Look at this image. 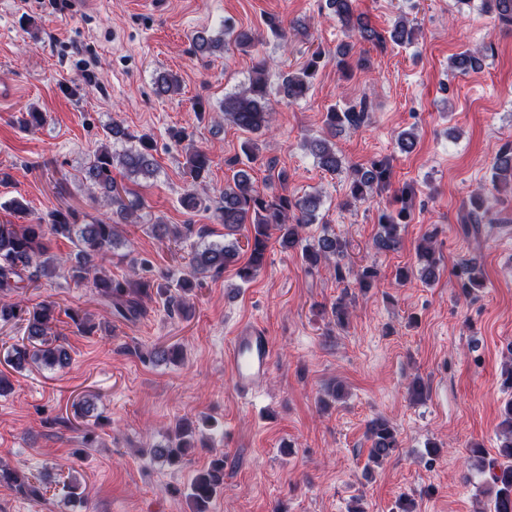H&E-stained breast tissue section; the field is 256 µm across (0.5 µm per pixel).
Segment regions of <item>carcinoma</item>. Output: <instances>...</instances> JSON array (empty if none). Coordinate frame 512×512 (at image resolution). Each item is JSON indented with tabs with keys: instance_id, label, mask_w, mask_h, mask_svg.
Returning a JSON list of instances; mask_svg holds the SVG:
<instances>
[{
	"instance_id": "cac0c4a2",
	"label": "carcinoma",
	"mask_w": 512,
	"mask_h": 512,
	"mask_svg": "<svg viewBox=\"0 0 512 512\" xmlns=\"http://www.w3.org/2000/svg\"><path fill=\"white\" fill-rule=\"evenodd\" d=\"M327 7L335 14L341 27L357 41L382 43L385 37L378 33L370 21L356 13V0H326ZM479 10L492 15L502 24L512 27V0H480ZM415 29L399 17L390 30V40L399 46L412 42ZM254 35L238 30L232 22L224 21V38L209 39L203 35L195 37L196 50L202 54L215 49L222 51L235 47L247 53L254 47ZM322 52L315 51L308 62L298 71L282 75L277 95L283 100L298 101L307 96L318 72ZM482 53L465 51L452 58V67L460 72L480 65ZM180 81L169 73L159 74L154 82V93L167 96L178 90ZM367 100L344 110L330 108L325 115V126L332 135L345 127L356 129L366 123L369 112ZM274 112L269 74L264 61L256 64L248 78V86L241 91L224 95L222 113L224 120L249 133H260L271 127ZM109 142L100 146L93 157L80 171V181L93 189L96 197L110 207V215L103 220L79 223L77 211L61 207L51 211L47 217L37 218L34 224H0V324L21 322L25 324L27 342L14 344L7 354L8 364L15 370L31 365H48L64 368L69 365L70 356L66 348L56 343L53 325L57 321V305L54 301L41 302L29 307L19 298L20 290L36 288L39 281L62 269L76 283L89 281L97 299L114 309L126 321H133L144 314L145 301L151 299L154 280L143 275L145 267L132 268L133 277L123 282L105 274L94 261L112 251L122 243L119 224L144 222L141 211L144 203L140 197L117 182L112 170H119L128 180L149 179L156 175L158 166L153 155L154 145L146 136H134L119 125L107 128ZM123 140L119 150L112 149V140ZM312 155L322 169L334 173L342 166L334 146L326 138L307 143ZM211 163L209 153L194 148L186 154L185 167L193 181L198 182L208 171ZM512 183V149H503L492 167L491 182L498 185L501 178ZM387 179V168L382 161H374L367 168H354L349 174V195L353 200H364L374 191L382 188ZM485 199L476 194L469 200L470 209L461 217L463 224H479ZM321 198L317 194L292 197L286 191H278L271 185L259 187L249 172L238 170L232 181L224 185L217 208L219 223L224 225V235H234L253 228L247 237L250 254L245 263L237 268V276L244 282L251 281L262 268L265 253L272 232H278L281 248L301 250L304 261L313 267L325 261L334 263L336 279L344 280L342 260L347 253V242L336 235H323L310 243L303 236L304 228L313 224ZM404 211L397 216L384 214L379 221L380 231L375 239L379 252L395 251L401 237L400 220ZM151 233L159 240L176 242L182 237V230L169 226L160 220L148 225ZM61 236L71 241L76 252L69 258L51 253L49 237ZM417 264L420 265L421 279L433 282L440 277V262L432 246V240L424 239L417 248ZM238 242H205L195 249L190 262L189 276L176 284L177 294L169 296L171 306H184V295L199 284V275L221 272L227 266L238 262ZM461 294L470 296L484 287L483 276L475 271V265L464 263L454 271ZM375 265H366L355 276L358 288L368 290L377 281ZM501 433L504 441L498 448L499 461L492 465L491 483L484 491L489 500L490 512H512V399L502 410ZM190 425L180 423L174 435L163 445L149 449V453L167 462L178 461L184 452L192 447L189 440ZM367 438L371 442L369 459L382 464L395 455L399 442L395 429L388 421L376 418L368 424ZM42 477L22 472L11 463L0 460V485L4 484L20 493L43 498ZM224 490V457L214 458L207 468L201 470L191 481L187 497L193 504L194 512H208L213 498Z\"/></svg>"
}]
</instances>
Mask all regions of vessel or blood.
<instances>
[{"label":"vessel or blood","instance_id":"obj_1","mask_svg":"<svg viewBox=\"0 0 512 512\" xmlns=\"http://www.w3.org/2000/svg\"><path fill=\"white\" fill-rule=\"evenodd\" d=\"M272 362L270 336L254 324L237 326L225 353V364L232 373L237 390L249 394L256 381L266 375Z\"/></svg>","mask_w":512,"mask_h":512}]
</instances>
